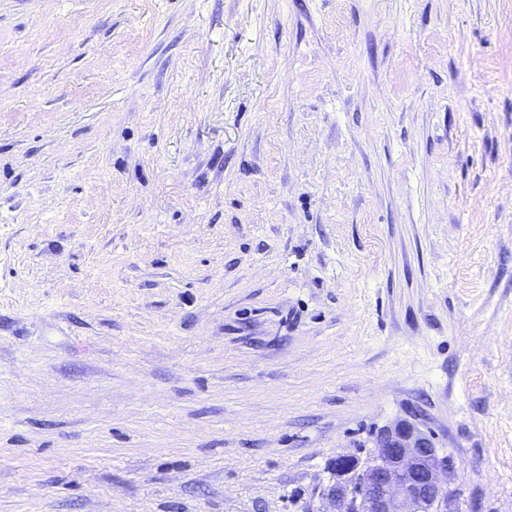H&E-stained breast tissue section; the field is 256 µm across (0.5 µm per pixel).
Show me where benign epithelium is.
Listing matches in <instances>:
<instances>
[{
    "label": "benign epithelium",
    "mask_w": 512,
    "mask_h": 512,
    "mask_svg": "<svg viewBox=\"0 0 512 512\" xmlns=\"http://www.w3.org/2000/svg\"><path fill=\"white\" fill-rule=\"evenodd\" d=\"M453 463L415 426L398 422L375 440L366 462L336 459V480L322 495L334 512H456L442 479Z\"/></svg>",
    "instance_id": "1"
}]
</instances>
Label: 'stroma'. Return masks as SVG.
Wrapping results in <instances>:
<instances>
[{
  "label": "stroma",
  "instance_id": "obj_1",
  "mask_svg": "<svg viewBox=\"0 0 512 512\" xmlns=\"http://www.w3.org/2000/svg\"><path fill=\"white\" fill-rule=\"evenodd\" d=\"M400 419L512 512V0H0V512H326Z\"/></svg>",
  "mask_w": 512,
  "mask_h": 512
}]
</instances>
